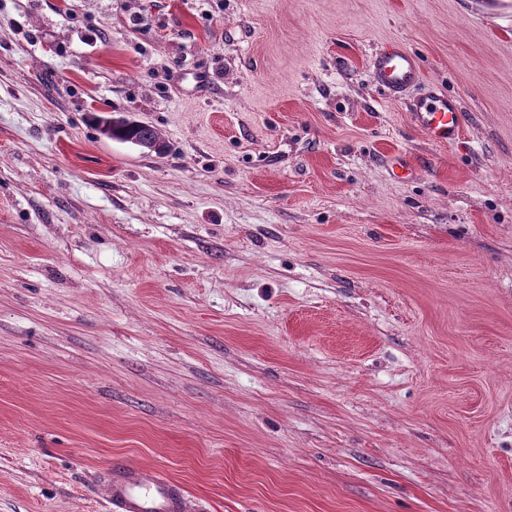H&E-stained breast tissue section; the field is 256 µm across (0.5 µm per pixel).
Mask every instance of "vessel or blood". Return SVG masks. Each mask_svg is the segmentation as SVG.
Returning a JSON list of instances; mask_svg holds the SVG:
<instances>
[{"mask_svg": "<svg viewBox=\"0 0 512 512\" xmlns=\"http://www.w3.org/2000/svg\"><path fill=\"white\" fill-rule=\"evenodd\" d=\"M372 78L392 98L409 96L410 119L433 142L453 143L461 130L457 99L436 89L420 88L421 60L401 45L376 52ZM110 512H191L183 486L158 472L130 464L113 465L104 479Z\"/></svg>", "mask_w": 512, "mask_h": 512, "instance_id": "b4317fda", "label": "vessel or blood"}]
</instances>
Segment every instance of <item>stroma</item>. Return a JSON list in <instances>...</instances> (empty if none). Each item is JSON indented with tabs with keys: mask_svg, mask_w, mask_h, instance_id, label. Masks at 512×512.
Segmentation results:
<instances>
[{
	"mask_svg": "<svg viewBox=\"0 0 512 512\" xmlns=\"http://www.w3.org/2000/svg\"><path fill=\"white\" fill-rule=\"evenodd\" d=\"M121 461L197 512H512V0H0V512H107ZM372 78L392 98H401L420 82V58L401 45H392L376 52L370 62ZM410 119L435 143L451 144L459 136L462 112L457 99L425 88L409 100ZM103 132L112 139L131 143L148 152L161 155L166 143L161 132L153 125L126 116L98 119Z\"/></svg>",
	"mask_w": 512,
	"mask_h": 512,
	"instance_id": "stroma-1",
	"label": "stroma"
}]
</instances>
